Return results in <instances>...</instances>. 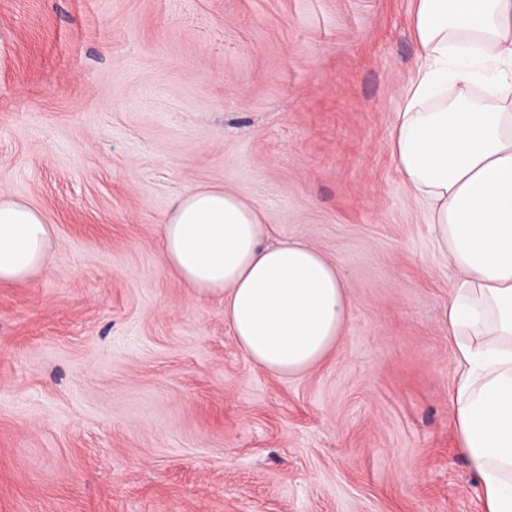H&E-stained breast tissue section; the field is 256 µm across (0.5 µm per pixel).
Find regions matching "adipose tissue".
Listing matches in <instances>:
<instances>
[{
  "label": "adipose tissue",
  "instance_id": "adipose-tissue-1",
  "mask_svg": "<svg viewBox=\"0 0 512 512\" xmlns=\"http://www.w3.org/2000/svg\"><path fill=\"white\" fill-rule=\"evenodd\" d=\"M414 33L423 64L389 150L460 273L444 312L461 368L459 444L484 512H512V0H416ZM263 230L257 208L200 186L174 199L161 260L223 296L246 357L297 375L335 347L351 301L323 255L299 240L264 246ZM50 239L39 210L0 195V282L49 268Z\"/></svg>",
  "mask_w": 512,
  "mask_h": 512
}]
</instances>
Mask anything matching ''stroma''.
<instances>
[{
    "mask_svg": "<svg viewBox=\"0 0 512 512\" xmlns=\"http://www.w3.org/2000/svg\"><path fill=\"white\" fill-rule=\"evenodd\" d=\"M415 0H0V194L52 228L0 285V512H482L443 312L457 280L388 143ZM233 191L351 300L275 375L160 260Z\"/></svg>",
    "mask_w": 512,
    "mask_h": 512,
    "instance_id": "obj_1",
    "label": "stroma"
}]
</instances>
